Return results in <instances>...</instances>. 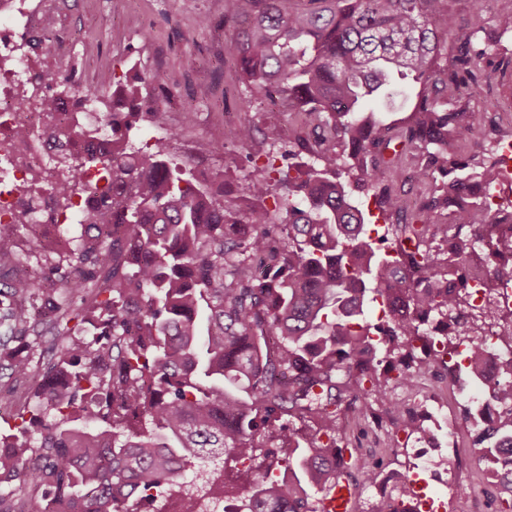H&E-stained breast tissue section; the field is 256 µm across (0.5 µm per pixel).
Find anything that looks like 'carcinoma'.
<instances>
[{"label": "carcinoma", "instance_id": "obj_1", "mask_svg": "<svg viewBox=\"0 0 512 512\" xmlns=\"http://www.w3.org/2000/svg\"><path fill=\"white\" fill-rule=\"evenodd\" d=\"M436 2L224 0L230 54L250 89L240 110L260 95L317 120L288 137L286 168L254 166L247 191L263 204L245 219L224 207V188L129 146L139 115L166 120L141 101V86L156 79L144 74L103 115L107 150L83 158L98 178L68 170L57 187V205L86 200L84 223L68 226L24 277L18 238L33 225L0 224V407H15L13 432L0 438V512H142L218 455L247 495L237 498L222 472L206 495L236 512H323L316 494L341 478L357 495L374 482L377 466L344 460L342 403L378 419L373 405L388 391L448 370L460 344L448 323L468 304L470 266L512 244L509 216L482 198L496 163L443 154L450 137L490 135L486 114L498 102L463 125L456 99L479 79L482 59L512 64L500 51L512 13L492 25L473 10L450 68L441 44L457 16ZM397 74L420 90L411 113L388 123ZM69 121L75 137L97 134L77 112ZM224 139L248 143L253 127ZM409 153L423 161L415 209L402 204ZM277 191L272 211L264 201ZM363 191L391 220L381 235L355 197ZM373 303L374 323L365 315ZM467 355L477 386L485 349L475 339ZM501 375L493 397L503 412L495 439L479 440L480 458L508 493L499 512H512V468L497 464L501 446H512L511 361ZM384 413L408 439L428 431L413 409L391 402ZM275 424L268 455L279 476L268 478L257 451Z\"/></svg>", "mask_w": 512, "mask_h": 512}]
</instances>
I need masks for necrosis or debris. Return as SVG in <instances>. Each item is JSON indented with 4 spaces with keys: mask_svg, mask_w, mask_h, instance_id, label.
Returning <instances> with one entry per match:
<instances>
[{
    "mask_svg": "<svg viewBox=\"0 0 512 512\" xmlns=\"http://www.w3.org/2000/svg\"><path fill=\"white\" fill-rule=\"evenodd\" d=\"M60 16L55 0H8L0 8V223H29L34 199L54 195L62 171L53 165L57 156L74 159L88 148H106L108 135H98L95 143L74 139L67 131V114L72 106L93 114V92L76 87L62 103H55L57 85L49 74L61 71L69 54L66 43L56 37ZM485 265L470 269L468 287L473 310L493 306L512 310V276L485 286ZM481 334L488 350L482 364V391H467L465 403L479 404L482 422L495 420L498 406L492 396L500 379L499 367L512 359V346L504 337L512 335V323H486ZM455 429L438 425L419 448L420 465L436 471L449 463V450L458 448Z\"/></svg>",
    "mask_w": 512,
    "mask_h": 512,
    "instance_id": "obj_1",
    "label": "necrosis or debris"
}]
</instances>
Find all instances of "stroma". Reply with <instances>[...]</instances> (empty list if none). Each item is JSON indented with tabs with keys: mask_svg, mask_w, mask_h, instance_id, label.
<instances>
[{
	"mask_svg": "<svg viewBox=\"0 0 512 512\" xmlns=\"http://www.w3.org/2000/svg\"><path fill=\"white\" fill-rule=\"evenodd\" d=\"M59 10L73 40L76 53L92 57L94 72L80 74L87 87H94L96 72L117 75L149 72L157 83L148 86L146 99L165 109L175 121L180 138L149 139L147 118H137L130 144L146 147L175 159L187 174L224 187V201L237 214L254 204L246 190V178L255 163L263 161L270 147L262 137L246 144H225V129L248 123L257 129L276 124L287 126L288 115L277 106L254 105L242 112L237 101L245 86L236 77L230 58L232 33L224 27V0H58ZM210 18L198 29V16ZM454 403L448 424L460 433L462 461L449 467L446 505L458 497L477 505L495 502L499 488L485 478L472 448L469 426ZM349 420L341 444L353 459L380 465L382 470L414 471L420 484H431L429 471L414 468L412 451L393 450L391 426L376 423L360 404L347 407Z\"/></svg>",
	"mask_w": 512,
	"mask_h": 512,
	"instance_id": "35a3bbf8",
	"label": "stroma"
}]
</instances>
